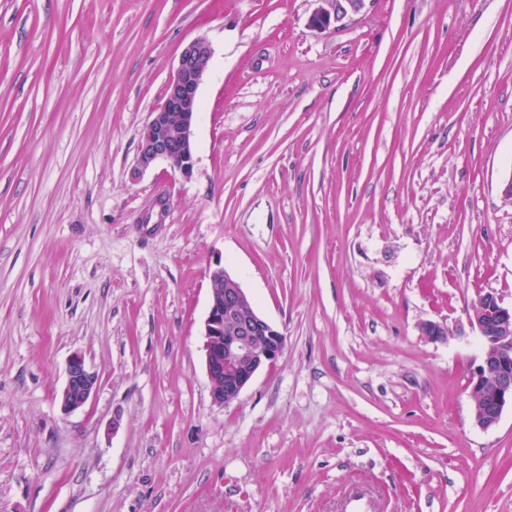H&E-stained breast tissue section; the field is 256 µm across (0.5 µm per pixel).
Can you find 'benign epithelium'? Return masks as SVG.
<instances>
[{
  "label": "benign epithelium",
  "mask_w": 512,
  "mask_h": 512,
  "mask_svg": "<svg viewBox=\"0 0 512 512\" xmlns=\"http://www.w3.org/2000/svg\"><path fill=\"white\" fill-rule=\"evenodd\" d=\"M308 27L318 33L335 30L364 12L367 0H313ZM211 49L199 38L182 50L177 67L166 83L162 102L152 112L139 136L135 170L143 172L159 161L183 176L194 166V123L199 112L200 86L209 69ZM211 294L204 322L205 367L213 404L238 398L264 367L284 353V334L249 305L240 283L221 262L209 267ZM484 350L472 381V419L481 429L495 426L512 406V307L503 306L494 293L479 295L468 315ZM421 334L430 341L448 335L439 321H425ZM98 376L80 353L67 363L61 408L70 413L93 397Z\"/></svg>",
  "instance_id": "benign-epithelium-1"
}]
</instances>
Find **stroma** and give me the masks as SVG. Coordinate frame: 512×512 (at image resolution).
I'll use <instances>...</instances> for the list:
<instances>
[{"mask_svg":"<svg viewBox=\"0 0 512 512\" xmlns=\"http://www.w3.org/2000/svg\"><path fill=\"white\" fill-rule=\"evenodd\" d=\"M0 0V512H512V0ZM194 167L134 174L183 47ZM283 355L212 404L214 262ZM447 324L430 341L421 323ZM97 373L63 413L67 361ZM314 9L308 27L318 33L335 30L346 20L364 12L367 0H312ZM468 322L484 346L472 381V419L477 427L489 429L507 406L512 408V306H503L495 293L481 294Z\"/></svg>","mask_w":512,"mask_h":512,"instance_id":"obj_1","label":"stroma"}]
</instances>
